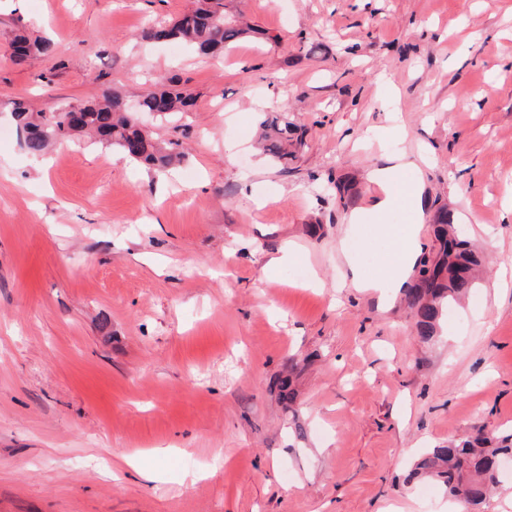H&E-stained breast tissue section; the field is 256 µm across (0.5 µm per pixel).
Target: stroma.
<instances>
[{
  "label": "stroma",
  "mask_w": 512,
  "mask_h": 512,
  "mask_svg": "<svg viewBox=\"0 0 512 512\" xmlns=\"http://www.w3.org/2000/svg\"><path fill=\"white\" fill-rule=\"evenodd\" d=\"M471 2L227 0L264 35L213 58L145 36L194 0H0V512H448L405 483L417 455L512 431V0ZM19 33L53 55L15 64ZM157 80L194 98L136 115L175 169L20 145L16 101ZM283 114L305 141L285 170L258 145ZM402 151L420 257L444 207L486 260L425 345L337 253Z\"/></svg>",
  "instance_id": "1"
}]
</instances>
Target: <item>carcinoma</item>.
<instances>
[{"instance_id": "carcinoma-1", "label": "carcinoma", "mask_w": 512, "mask_h": 512, "mask_svg": "<svg viewBox=\"0 0 512 512\" xmlns=\"http://www.w3.org/2000/svg\"><path fill=\"white\" fill-rule=\"evenodd\" d=\"M198 2L194 22L185 24L178 19L169 28L149 32L147 36L171 38L202 55L214 56L224 53L228 44L256 33L255 29H244L226 16L224 0ZM14 43L24 45L29 56L53 51L52 42L46 38L32 40L19 35ZM193 104L191 95L165 88L150 89L139 101L142 111L164 118L187 112ZM14 113L22 135L21 144L33 156H40L52 145L63 146L77 135L89 132L130 159L158 169H165L182 157L177 151L178 144L170 142L163 146L142 134L127 110L125 94L119 89L105 93L98 101L58 112L34 114L24 102L17 101ZM262 129L261 140L268 155L284 165L296 157L302 140L294 137V127L287 118L266 119ZM434 223L438 251L430 261L432 286L423 293L416 281L405 291L415 330L423 343L435 339L444 309L471 293L475 272L482 264L468 242L459 237L454 225L448 223V214L439 213ZM505 457L512 459V433L491 435L479 426L448 440L446 446L424 452L406 480L431 477L445 488L449 498L477 512L491 491L503 482L502 471L496 469V464Z\"/></svg>"}]
</instances>
